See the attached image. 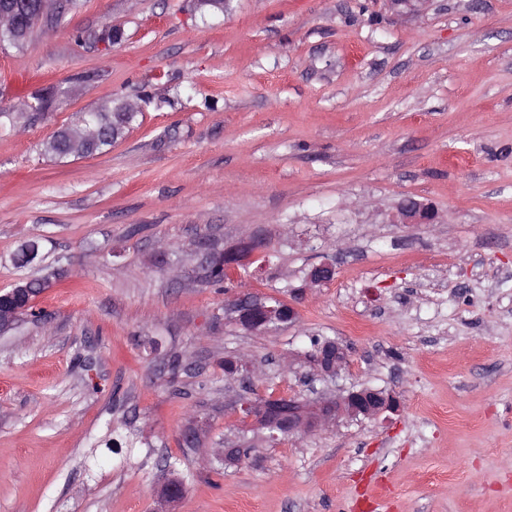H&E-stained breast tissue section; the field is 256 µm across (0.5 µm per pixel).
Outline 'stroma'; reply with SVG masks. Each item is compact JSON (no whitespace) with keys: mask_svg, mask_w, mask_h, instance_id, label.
<instances>
[{"mask_svg":"<svg viewBox=\"0 0 512 512\" xmlns=\"http://www.w3.org/2000/svg\"><path fill=\"white\" fill-rule=\"evenodd\" d=\"M119 100L142 112L122 140L48 154ZM0 109V289L31 238L52 282L0 334V512H157L172 477L173 512H512V0H81L0 45ZM407 196L435 223H394ZM252 235L247 271L198 282L204 249ZM243 291L296 321L225 322ZM316 336L347 360L310 386ZM249 386L399 407L228 467Z\"/></svg>","mask_w":512,"mask_h":512,"instance_id":"35a3bbf8","label":"stroma"}]
</instances>
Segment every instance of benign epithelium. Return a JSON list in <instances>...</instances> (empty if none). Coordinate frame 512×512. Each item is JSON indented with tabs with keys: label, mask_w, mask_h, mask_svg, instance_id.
I'll list each match as a JSON object with an SVG mask.
<instances>
[{
	"label": "benign epithelium",
	"mask_w": 512,
	"mask_h": 512,
	"mask_svg": "<svg viewBox=\"0 0 512 512\" xmlns=\"http://www.w3.org/2000/svg\"><path fill=\"white\" fill-rule=\"evenodd\" d=\"M400 224H432L436 214L413 197L403 198L397 209ZM335 268L329 262H322L310 268L307 281L311 285L324 284L333 279ZM23 295L31 296V289L25 280L13 288L0 292V329L12 325L10 301ZM224 319L233 325L254 334L264 332L270 325L291 324L296 319V311L270 305L257 296L240 295L224 306ZM346 362L345 348L336 340L320 344L310 364L319 377H336ZM395 399L381 389L362 387L358 390L342 392L334 397H321L313 405H308L295 397L283 402L275 398L261 403L243 396L235 403L236 413L245 421L255 423L276 437L278 435H308L313 431L336 424L343 417L356 419L371 418L393 409ZM182 482L170 479L161 489L164 502L173 503L182 494Z\"/></svg>",
	"instance_id": "obj_1"
}]
</instances>
